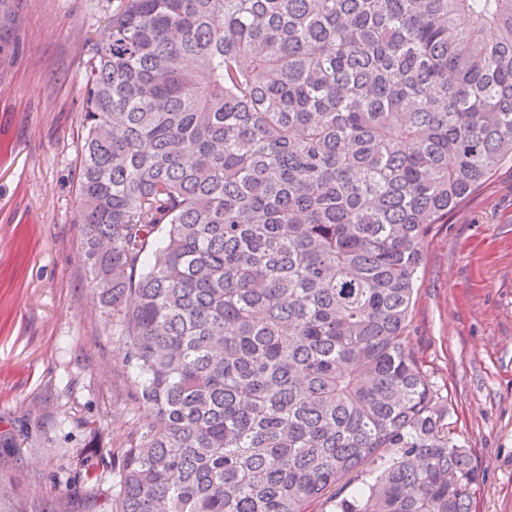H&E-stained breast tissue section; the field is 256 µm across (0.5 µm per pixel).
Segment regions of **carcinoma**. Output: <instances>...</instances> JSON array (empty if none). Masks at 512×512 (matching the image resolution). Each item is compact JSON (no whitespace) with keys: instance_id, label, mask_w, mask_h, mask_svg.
<instances>
[{"instance_id":"cac0c4a2","label":"carcinoma","mask_w":512,"mask_h":512,"mask_svg":"<svg viewBox=\"0 0 512 512\" xmlns=\"http://www.w3.org/2000/svg\"><path fill=\"white\" fill-rule=\"evenodd\" d=\"M84 80V262L153 410L87 512H471L406 338L512 160V0H126Z\"/></svg>"}]
</instances>
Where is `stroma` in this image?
<instances>
[{
	"label": "stroma",
	"mask_w": 512,
	"mask_h": 512,
	"mask_svg": "<svg viewBox=\"0 0 512 512\" xmlns=\"http://www.w3.org/2000/svg\"><path fill=\"white\" fill-rule=\"evenodd\" d=\"M119 0H0V512L111 494L146 425L76 222L84 63ZM409 348L475 467L471 512H512V162L435 225Z\"/></svg>",
	"instance_id": "1"
}]
</instances>
